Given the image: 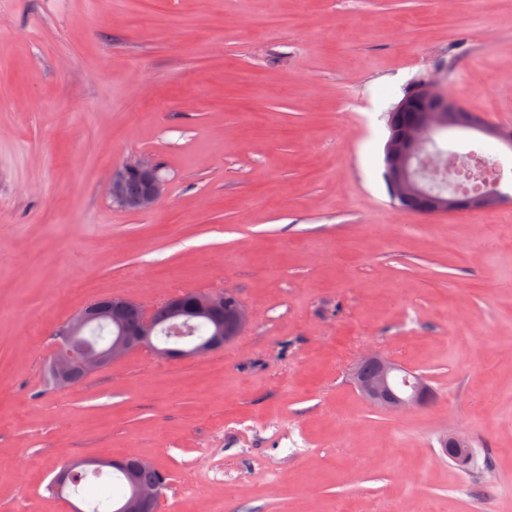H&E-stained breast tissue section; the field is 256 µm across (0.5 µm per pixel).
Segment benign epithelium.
I'll list each match as a JSON object with an SVG mask.
<instances>
[{
	"label": "benign epithelium",
	"mask_w": 512,
	"mask_h": 512,
	"mask_svg": "<svg viewBox=\"0 0 512 512\" xmlns=\"http://www.w3.org/2000/svg\"><path fill=\"white\" fill-rule=\"evenodd\" d=\"M383 172L392 204L403 213L436 215L484 211L501 205L507 195L489 187L475 196L436 189L442 177L436 163L421 158L424 145L445 131H465L497 140L512 152V129L495 125L480 112L464 107L432 73L416 80L387 115ZM166 190L160 169L149 154L119 164L105 187L112 205L133 213L153 211ZM205 320L210 333L192 336L196 323ZM252 322V311L236 294L227 291L172 294L147 307L121 295L99 296L81 309L60 331L62 341L50 364L57 387L74 389L92 371L110 366L143 349L162 360L199 359L223 350L242 336ZM355 389L372 406L402 414L430 403L433 391L427 378L404 365L372 352L351 370ZM443 451L456 466L472 465L474 450L459 434L443 436ZM102 458H86L64 466L54 478L62 493L74 479L77 466L95 468ZM112 469L130 483L116 503L121 512H157L161 488L146 481L157 468L143 457L126 454L112 458Z\"/></svg>",
	"instance_id": "7a95c632"
}]
</instances>
